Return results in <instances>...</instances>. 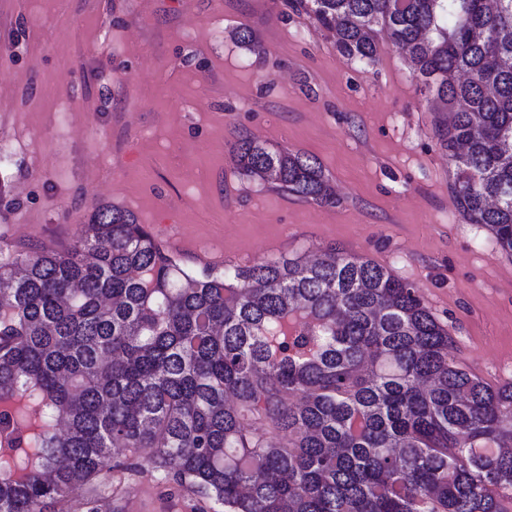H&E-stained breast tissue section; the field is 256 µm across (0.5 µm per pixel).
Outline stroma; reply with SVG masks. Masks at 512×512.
I'll return each instance as SVG.
<instances>
[{"label": "stroma", "mask_w": 512, "mask_h": 512, "mask_svg": "<svg viewBox=\"0 0 512 512\" xmlns=\"http://www.w3.org/2000/svg\"><path fill=\"white\" fill-rule=\"evenodd\" d=\"M241 25L263 51L240 47ZM205 107H198L199 97ZM440 105L381 42L354 62L288 0H0V242L61 247L93 204L132 211L193 271L360 255L417 289L454 338L452 357L512 381V256L451 191ZM87 123L71 137L65 113ZM242 136L317 159L332 205L241 176ZM103 468L119 512H210L156 472Z\"/></svg>", "instance_id": "35a3bbf8"}]
</instances>
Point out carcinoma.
<instances>
[{"mask_svg": "<svg viewBox=\"0 0 512 512\" xmlns=\"http://www.w3.org/2000/svg\"><path fill=\"white\" fill-rule=\"evenodd\" d=\"M372 64L402 47L448 110L460 212L512 255V0H289ZM236 41L262 50L255 32ZM238 172L336 202L315 158L249 137ZM409 283L330 248L185 268L129 210L92 206L63 250L0 248V512H48L133 456L224 512H512V383L450 355ZM272 429L278 442L258 432Z\"/></svg>", "mask_w": 512, "mask_h": 512, "instance_id": "1", "label": "carcinoma"}]
</instances>
